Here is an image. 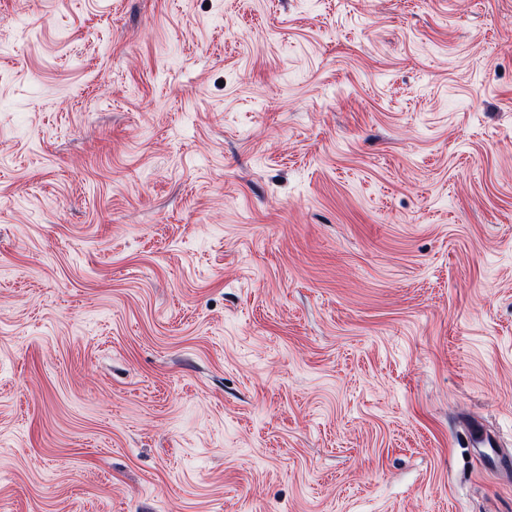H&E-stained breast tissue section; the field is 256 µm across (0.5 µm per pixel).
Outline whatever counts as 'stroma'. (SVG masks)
<instances>
[{
    "label": "stroma",
    "instance_id": "1",
    "mask_svg": "<svg viewBox=\"0 0 512 512\" xmlns=\"http://www.w3.org/2000/svg\"><path fill=\"white\" fill-rule=\"evenodd\" d=\"M512 0H0V512H512Z\"/></svg>",
    "mask_w": 512,
    "mask_h": 512
}]
</instances>
